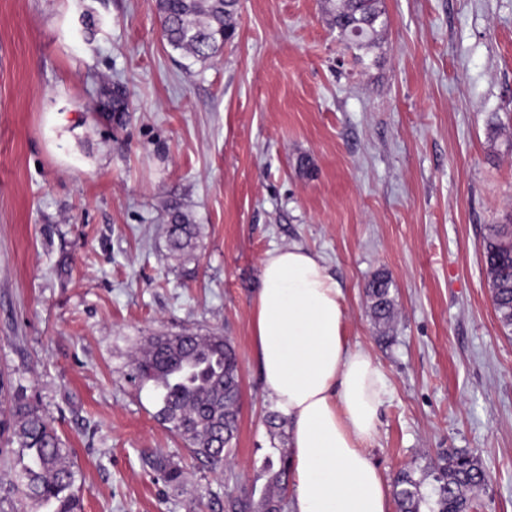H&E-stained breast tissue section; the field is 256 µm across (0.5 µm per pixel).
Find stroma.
I'll return each mask as SVG.
<instances>
[{"instance_id":"stroma-1","label":"stroma","mask_w":512,"mask_h":512,"mask_svg":"<svg viewBox=\"0 0 512 512\" xmlns=\"http://www.w3.org/2000/svg\"><path fill=\"white\" fill-rule=\"evenodd\" d=\"M358 63L327 0H240L211 59L172 49L155 0H0V383L24 389L75 465L81 512H224L273 442L251 298L266 251L320 253L346 338L389 393L370 450L385 483L478 451L476 512H512V337L485 237L512 211V0H384ZM126 112L98 115L102 85ZM307 158L311 173L298 167ZM199 224L171 254L168 205ZM392 280L375 325L366 285ZM216 332L241 404L223 466L196 459L127 378L149 337ZM180 462L175 490L149 460ZM0 512H43L10 482Z\"/></svg>"}]
</instances>
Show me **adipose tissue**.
Instances as JSON below:
<instances>
[{
  "label": "adipose tissue",
  "mask_w": 512,
  "mask_h": 512,
  "mask_svg": "<svg viewBox=\"0 0 512 512\" xmlns=\"http://www.w3.org/2000/svg\"><path fill=\"white\" fill-rule=\"evenodd\" d=\"M345 322L344 292L320 255L265 253L251 333L264 390L288 419L290 512H391L370 456L388 381L349 345Z\"/></svg>",
  "instance_id": "1"
}]
</instances>
